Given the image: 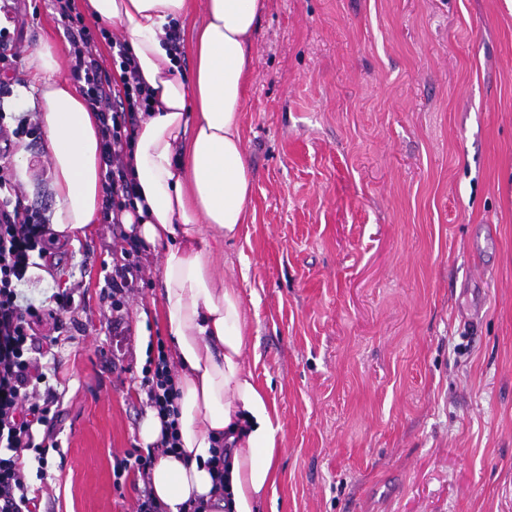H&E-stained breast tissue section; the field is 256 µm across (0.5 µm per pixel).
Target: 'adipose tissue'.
I'll use <instances>...</instances> for the list:
<instances>
[{"instance_id": "ef3b65f1", "label": "adipose tissue", "mask_w": 512, "mask_h": 512, "mask_svg": "<svg viewBox=\"0 0 512 512\" xmlns=\"http://www.w3.org/2000/svg\"><path fill=\"white\" fill-rule=\"evenodd\" d=\"M194 0H86L95 18L124 26L139 71L154 92L132 143L138 198L127 214L140 242L162 248L159 317L178 372L181 456L151 471L167 512L188 500L206 512H258L277 482L282 426L277 407L246 368L245 312L233 279L215 268L222 243L248 223L254 172L240 127L253 48L266 0H205L192 31V66L182 74L164 40ZM58 50L32 57L46 112L47 148L58 206L55 233L74 237L96 223L103 198L104 146L97 113L62 77ZM228 457L224 486L206 466L216 443Z\"/></svg>"}]
</instances>
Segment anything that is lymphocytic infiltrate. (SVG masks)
<instances>
[{"label": "lymphocytic infiltrate", "instance_id": "f902f5d3", "mask_svg": "<svg viewBox=\"0 0 512 512\" xmlns=\"http://www.w3.org/2000/svg\"><path fill=\"white\" fill-rule=\"evenodd\" d=\"M60 18L68 23L72 56L71 75L90 108L101 115L105 147L107 204L104 219L123 224L126 212L135 208V186L130 159L133 133L141 116L152 111V93L143 81L128 40L102 31L112 45V64L119 68L120 82L112 84L93 53V36L77 14L74 0H55ZM126 247L112 260V310L121 312L133 298L138 281L144 280L133 249L135 235H127ZM50 239L44 213L26 204L10 174L0 169V512H38L39 499L31 494L32 480H44L50 452L61 443L55 431L61 395L50 383L56 373L55 351L61 348V316L70 312L74 300L64 289L56 291L49 304H23L18 287L35 259H46ZM50 325L45 346L36 349V329ZM176 368L164 341L149 348L138 378L145 404L156 412L162 434L153 447L131 448L113 467L115 481L137 472L150 482L151 470L162 457L179 450ZM37 464L34 479L25 474V454Z\"/></svg>", "mask_w": 512, "mask_h": 512}]
</instances>
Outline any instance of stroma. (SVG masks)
I'll use <instances>...</instances> for the list:
<instances>
[{"instance_id": "35a3bbf8", "label": "stroma", "mask_w": 512, "mask_h": 512, "mask_svg": "<svg viewBox=\"0 0 512 512\" xmlns=\"http://www.w3.org/2000/svg\"><path fill=\"white\" fill-rule=\"evenodd\" d=\"M29 49L70 44L52 0H15ZM42 118L30 62L0 71ZM241 134L254 223L218 250L246 318L245 360L276 404L279 479L259 512H512V0H268ZM6 165L55 211L45 144ZM119 227L53 247L22 294L74 304L40 512H134L113 485L148 413L132 380L166 331L159 252L113 317Z\"/></svg>"}]
</instances>
